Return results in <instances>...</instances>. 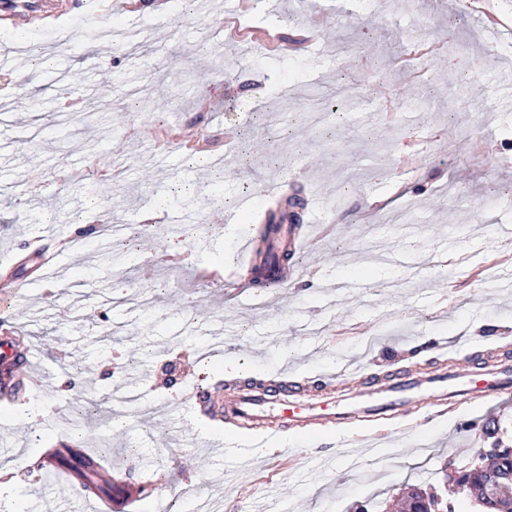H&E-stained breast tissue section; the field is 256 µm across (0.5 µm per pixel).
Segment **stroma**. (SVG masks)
<instances>
[{
	"instance_id": "1",
	"label": "stroma",
	"mask_w": 512,
	"mask_h": 512,
	"mask_svg": "<svg viewBox=\"0 0 512 512\" xmlns=\"http://www.w3.org/2000/svg\"><path fill=\"white\" fill-rule=\"evenodd\" d=\"M26 0L17 31L0 8V52L40 54L0 67V336L32 345L27 392L0 404V512H85L77 479H46L50 446L109 449L112 512H386L401 487L443 486L496 439L512 442V401L452 415L417 413L379 442L383 477L350 475L341 439L284 437L282 455L230 446L197 410L165 414L191 386L254 379L317 388L362 368L453 365L457 351L512 360V0ZM501 35L489 40L487 25ZM431 29L438 51L417 52ZM348 38L355 61L336 54ZM94 56V68L85 65ZM163 134L169 165L150 149ZM112 150L122 179L92 178ZM282 186L281 197L265 193ZM253 197L251 209L226 206ZM320 233L296 251L293 284L240 287L237 247L284 198ZM190 210L191 224H140ZM91 227L78 236L75 225ZM139 225L143 259L104 261L105 225ZM223 329L227 358L195 353ZM99 401L78 432L74 392ZM124 365L123 377L108 376ZM141 380L147 413L111 424L119 384ZM155 485L153 496L138 493Z\"/></svg>"
}]
</instances>
